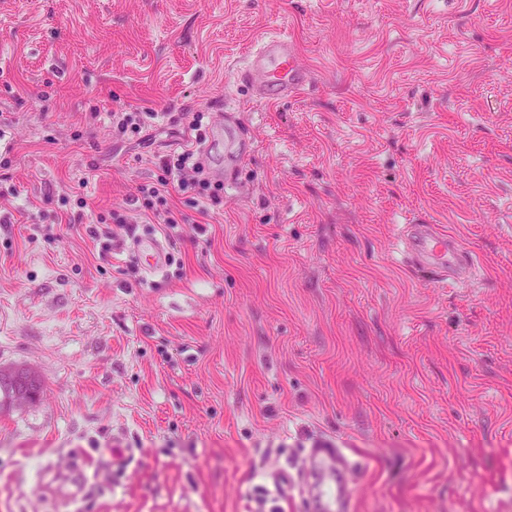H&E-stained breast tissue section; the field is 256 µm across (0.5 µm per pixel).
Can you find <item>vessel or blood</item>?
Returning a JSON list of instances; mask_svg holds the SVG:
<instances>
[{
  "label": "vessel or blood",
  "mask_w": 512,
  "mask_h": 512,
  "mask_svg": "<svg viewBox=\"0 0 512 512\" xmlns=\"http://www.w3.org/2000/svg\"><path fill=\"white\" fill-rule=\"evenodd\" d=\"M237 78L259 100L279 102L297 93L307 83L309 75L288 38L269 35L261 38L248 52L247 63L238 71ZM223 136V124H216L204 153L213 172L231 184L236 180L243 155L235 142H224ZM406 245L418 265L443 274H461L473 266L453 240L436 232L429 224L411 225ZM131 249L147 271L156 273L163 269L167 247L162 240L139 238L133 240Z\"/></svg>",
  "instance_id": "1"
}]
</instances>
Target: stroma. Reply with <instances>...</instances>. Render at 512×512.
I'll list each match as a JSON object with an SVG mask.
<instances>
[{"label":"stroma","instance_id":"35a3bbf8","mask_svg":"<svg viewBox=\"0 0 512 512\" xmlns=\"http://www.w3.org/2000/svg\"><path fill=\"white\" fill-rule=\"evenodd\" d=\"M265 33L309 72L280 104L236 80ZM169 112L249 150L223 205L137 226L184 262L152 274L87 228L184 147ZM411 224L470 277L416 265ZM10 367L42 393L0 408V512H316L331 446L351 512H512V0H0ZM157 112H113L112 127L117 134L137 133L145 119H154Z\"/></svg>","mask_w":512,"mask_h":512}]
</instances>
